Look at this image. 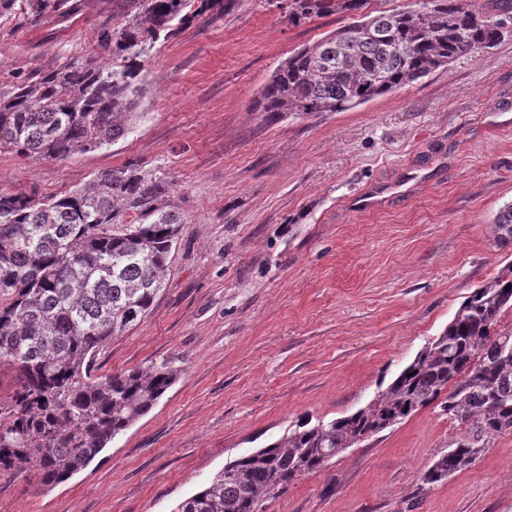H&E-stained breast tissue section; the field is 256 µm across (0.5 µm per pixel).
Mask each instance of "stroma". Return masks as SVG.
Listing matches in <instances>:
<instances>
[{
	"label": "stroma",
	"instance_id": "obj_1",
	"mask_svg": "<svg viewBox=\"0 0 512 512\" xmlns=\"http://www.w3.org/2000/svg\"><path fill=\"white\" fill-rule=\"evenodd\" d=\"M74 19L0 18V84L97 51L128 0ZM236 0L159 41L136 127L67 159L0 151V188L51 197L130 164L172 178L185 217L146 319L99 374L169 361L176 383L66 482L0 472V512H173L224 464L307 415L354 412L512 261L493 220L512 202V35L346 112H259L276 67L349 24ZM463 432L424 407L269 500L265 512H512V433L424 489Z\"/></svg>",
	"mask_w": 512,
	"mask_h": 512
}]
</instances>
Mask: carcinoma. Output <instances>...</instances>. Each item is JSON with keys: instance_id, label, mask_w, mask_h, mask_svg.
<instances>
[{"instance_id": "1", "label": "carcinoma", "mask_w": 512, "mask_h": 512, "mask_svg": "<svg viewBox=\"0 0 512 512\" xmlns=\"http://www.w3.org/2000/svg\"><path fill=\"white\" fill-rule=\"evenodd\" d=\"M28 14L71 17L74 0L17 2ZM120 25L101 22L93 55L0 89V150L57 160L126 136L140 120L138 73L162 36L190 18L192 0H138ZM369 0H288L292 21L344 14L353 22L288 57L265 86L263 112H345L504 38L503 26L470 0L363 13ZM173 182L134 166L102 172L58 198L0 189V366L16 369L8 413L0 411V470L32 467L43 486L85 469L147 414L177 381L168 362L115 375L94 373L97 353L138 326L163 287L183 216ZM495 238L512 243V202ZM512 261L460 304L365 407L328 422L301 420L275 442L224 465L174 512H255L300 477L437 404L466 431L421 476L433 486L470 467L494 436L512 432Z\"/></svg>"}]
</instances>
